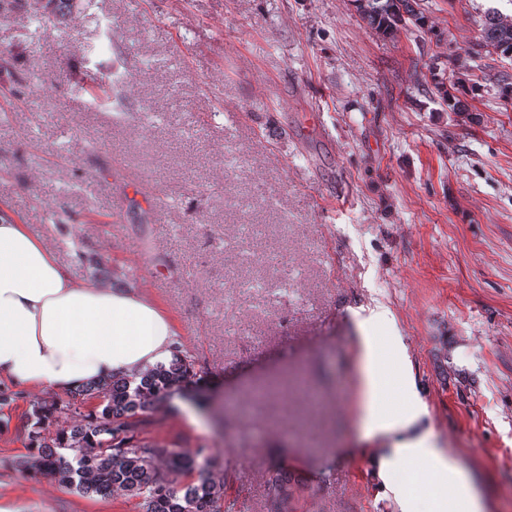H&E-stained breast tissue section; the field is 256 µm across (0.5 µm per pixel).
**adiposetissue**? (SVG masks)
Listing matches in <instances>:
<instances>
[{
  "mask_svg": "<svg viewBox=\"0 0 512 512\" xmlns=\"http://www.w3.org/2000/svg\"><path fill=\"white\" fill-rule=\"evenodd\" d=\"M360 332L358 426L384 442L378 474L401 512H485L472 477L437 447L421 421L401 336L383 308L357 315ZM176 336L170 315L133 288L74 280L56 248L34 237L0 202V379L64 392L112 373L139 376L166 362Z\"/></svg>",
  "mask_w": 512,
  "mask_h": 512,
  "instance_id": "ef3b65f1",
  "label": "adipose tissue"
}]
</instances>
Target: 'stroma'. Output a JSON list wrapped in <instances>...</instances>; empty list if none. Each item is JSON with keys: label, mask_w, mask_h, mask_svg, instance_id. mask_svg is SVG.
<instances>
[{"label": "stroma", "mask_w": 512, "mask_h": 512, "mask_svg": "<svg viewBox=\"0 0 512 512\" xmlns=\"http://www.w3.org/2000/svg\"><path fill=\"white\" fill-rule=\"evenodd\" d=\"M428 29L370 30L354 0H94L0 17V201L59 241L78 280L138 288L205 378L152 411L146 440L219 451L216 477L262 512L268 471L298 512H400L357 425L354 313L382 305L424 429L512 512V107L465 54L512 0H417ZM463 73L466 112L431 67ZM117 81L113 98L87 76ZM321 134L303 136L306 113ZM349 197L336 203L337 194ZM0 495L27 512H140L12 462L33 403L2 381ZM74 2H78L77 0H47L45 1V5L36 7L34 6L32 10L29 12V19L32 24H36L40 26L43 22H45L50 13H63L70 12L73 8ZM51 11H50V10Z\"/></svg>", "instance_id": "35a3bbf8"}]
</instances>
